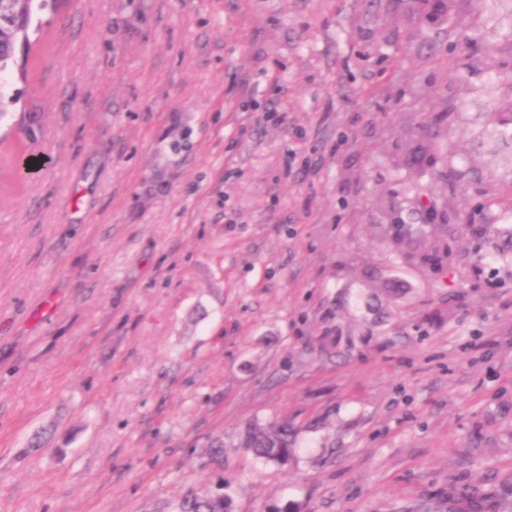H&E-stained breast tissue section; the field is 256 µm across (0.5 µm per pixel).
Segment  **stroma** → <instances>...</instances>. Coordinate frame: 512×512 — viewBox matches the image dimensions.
Listing matches in <instances>:
<instances>
[{
    "mask_svg": "<svg viewBox=\"0 0 512 512\" xmlns=\"http://www.w3.org/2000/svg\"><path fill=\"white\" fill-rule=\"evenodd\" d=\"M0 149V512L512 502V0H67ZM463 232L427 220L426 203ZM445 238L413 263L392 226ZM288 421L283 466L235 445ZM224 438L212 462L209 443ZM229 501V496L224 493V481H222L215 485L213 493L187 496L179 505V510L175 512H226Z\"/></svg>",
    "mask_w": 512,
    "mask_h": 512,
    "instance_id": "35a3bbf8",
    "label": "stroma"
}]
</instances>
